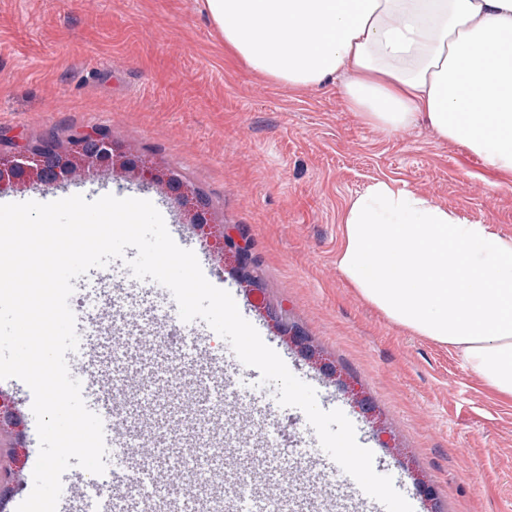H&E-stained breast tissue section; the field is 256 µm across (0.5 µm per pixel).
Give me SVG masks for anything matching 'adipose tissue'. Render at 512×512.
<instances>
[{
  "instance_id": "adipose-tissue-1",
  "label": "adipose tissue",
  "mask_w": 512,
  "mask_h": 512,
  "mask_svg": "<svg viewBox=\"0 0 512 512\" xmlns=\"http://www.w3.org/2000/svg\"><path fill=\"white\" fill-rule=\"evenodd\" d=\"M224 45L297 88L341 80L388 131L437 137L512 178V0H203ZM336 266L390 321L512 401V236L394 181L352 197Z\"/></svg>"
}]
</instances>
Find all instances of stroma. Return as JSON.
<instances>
[{"label":"stroma","mask_w":512,"mask_h":512,"mask_svg":"<svg viewBox=\"0 0 512 512\" xmlns=\"http://www.w3.org/2000/svg\"><path fill=\"white\" fill-rule=\"evenodd\" d=\"M108 130L122 151L172 171L206 201L209 239L187 224L155 184L93 171L52 185L0 188V204L51 202L75 194L151 201L174 241L192 250L214 286L317 404L353 423L377 473L391 476L417 512H512V402L497 398L451 349L413 334L362 301L336 267L346 202L373 180L392 179L436 203L512 235V188L426 124L390 133L348 108L339 84L296 88L249 69L224 46L202 0H0V134L18 144ZM250 244L257 290L218 262L220 231ZM136 249L76 279L69 306L94 364L69 356L83 399L122 406L114 424L128 449L182 451L163 474L199 470L203 447L272 460L252 473L268 502L288 497L308 512H382L356 494L348 474L321 448L305 413L280 406L204 321L183 322L164 286L136 280ZM300 328L316 350L303 358L275 328ZM197 334L204 355L188 358L178 336ZM332 364L336 379L321 364ZM24 421L0 427V491L17 507L33 488L39 441L33 395L0 380ZM368 398L362 414L355 396ZM422 479L436 494L420 496ZM113 494L163 499L209 512L225 495L239 512L242 490L222 471L178 491L116 477Z\"/></svg>","instance_id":"obj_1"}]
</instances>
